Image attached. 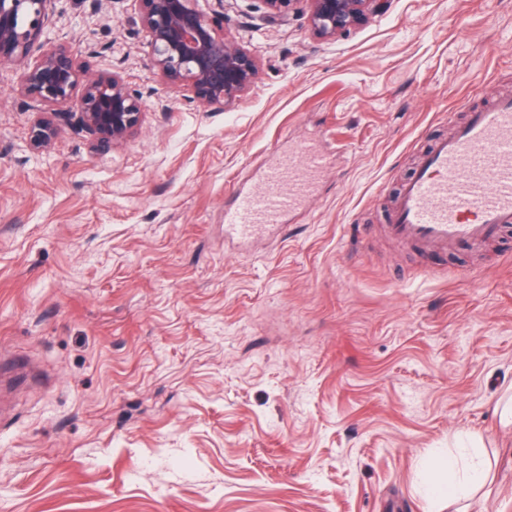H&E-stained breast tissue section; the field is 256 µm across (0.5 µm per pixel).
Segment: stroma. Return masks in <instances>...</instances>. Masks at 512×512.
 <instances>
[{
	"instance_id": "stroma-1",
	"label": "stroma",
	"mask_w": 512,
	"mask_h": 512,
	"mask_svg": "<svg viewBox=\"0 0 512 512\" xmlns=\"http://www.w3.org/2000/svg\"><path fill=\"white\" fill-rule=\"evenodd\" d=\"M138 8L57 0L43 26L142 103L108 150L34 149L0 66V512H449L423 471L472 436L484 512H512V230H383L419 157L512 96V0H389L331 41L224 0L259 74L221 111L158 78ZM304 145L330 163L285 233L226 241L235 194Z\"/></svg>"
}]
</instances>
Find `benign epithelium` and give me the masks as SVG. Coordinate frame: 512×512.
<instances>
[{
	"label": "benign epithelium",
	"instance_id": "1",
	"mask_svg": "<svg viewBox=\"0 0 512 512\" xmlns=\"http://www.w3.org/2000/svg\"><path fill=\"white\" fill-rule=\"evenodd\" d=\"M54 0H0V64L23 66L21 92L38 99L44 117L34 125L31 141L47 146L62 127L84 133L92 148L123 142L139 125L140 101L132 97L117 72L84 78V69L67 45L40 42ZM136 19L147 33L146 53L161 80L186 87L205 105L222 109L245 93L258 76L253 55L224 38L221 12L201 0H139ZM268 23L287 15H306L321 40L363 25L387 9L388 0H259ZM83 92L67 105L78 85Z\"/></svg>",
	"mask_w": 512,
	"mask_h": 512
}]
</instances>
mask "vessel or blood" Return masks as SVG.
Listing matches in <instances>:
<instances>
[{
  "instance_id": "obj_1",
  "label": "vessel or blood",
  "mask_w": 512,
  "mask_h": 512,
  "mask_svg": "<svg viewBox=\"0 0 512 512\" xmlns=\"http://www.w3.org/2000/svg\"><path fill=\"white\" fill-rule=\"evenodd\" d=\"M323 159L312 148L277 154L254 190L224 215V232L245 242L280 229L312 192ZM512 226V99L470 113L427 153L403 184L387 235L420 248L479 246Z\"/></svg>"
}]
</instances>
